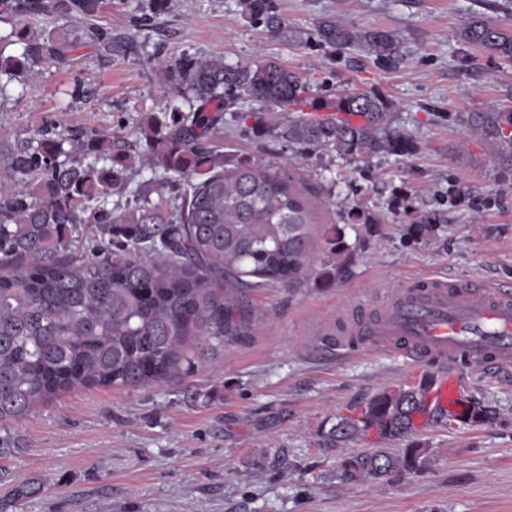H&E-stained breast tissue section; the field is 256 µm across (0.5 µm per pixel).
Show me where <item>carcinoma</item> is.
<instances>
[{
    "instance_id": "cac0c4a2",
    "label": "carcinoma",
    "mask_w": 512,
    "mask_h": 512,
    "mask_svg": "<svg viewBox=\"0 0 512 512\" xmlns=\"http://www.w3.org/2000/svg\"><path fill=\"white\" fill-rule=\"evenodd\" d=\"M275 0H241L245 17L273 36L301 40L303 34L276 10ZM98 0H0V14L14 19L22 56L0 54V72L26 76L36 66L71 60L81 39L112 53V38L98 32L65 40L31 31L54 13L88 15ZM317 42L330 48H360L378 59L400 56L392 32L358 29L323 19ZM464 40L512 60V31L474 18ZM168 76L173 99L161 115L141 120L140 134L153 166L169 176L141 186L133 202L108 207L125 188L132 158L112 149V135L77 131L74 155L59 159L56 134L45 130L38 145L21 146L0 166L23 188L0 191V423L25 415L63 392L87 386L138 388L178 374L190 364L189 345L206 336L218 342L245 333L252 311L249 288L297 286L308 274L313 249L309 202L291 184L286 167L224 153V113L246 102L252 130L313 150H333L355 161L381 154L407 155L414 144L385 128L392 108L382 95L343 89L334 96L312 92L298 73L259 58L235 66L223 58L157 61ZM262 112H289L269 123ZM512 112L480 118L489 135L504 134ZM157 199H152V195ZM390 210L410 221L417 241L438 236L440 217L418 212L405 190ZM351 224L379 223L369 210L352 206ZM98 224L108 246L85 256L79 228ZM324 281L345 265L342 228L324 230ZM425 391H385L357 417H342L328 432L333 443L373 431L380 447L345 457L343 476L383 478L416 472L423 449L409 444L395 455L381 447L414 429ZM474 425L496 411L468 399Z\"/></svg>"
}]
</instances>
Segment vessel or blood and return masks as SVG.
Segmentation results:
<instances>
[{
    "label": "vessel or blood",
    "instance_id": "vessel-or-blood-1",
    "mask_svg": "<svg viewBox=\"0 0 512 512\" xmlns=\"http://www.w3.org/2000/svg\"><path fill=\"white\" fill-rule=\"evenodd\" d=\"M311 340L345 353L399 354L431 366L439 379L426 393L438 409L464 417L458 363L512 366V288L466 279L381 280L337 309Z\"/></svg>",
    "mask_w": 512,
    "mask_h": 512
}]
</instances>
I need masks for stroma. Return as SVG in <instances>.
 Returning <instances> with one entry per match:
<instances>
[{
	"label": "stroma",
	"instance_id": "obj_1",
	"mask_svg": "<svg viewBox=\"0 0 512 512\" xmlns=\"http://www.w3.org/2000/svg\"><path fill=\"white\" fill-rule=\"evenodd\" d=\"M100 0L92 20L47 17L43 35L68 37L95 23L111 33L112 55L92 45L68 63L39 65L22 84L0 76V156L54 124L112 132L136 153L126 194L162 172L144 158L143 114L165 109L169 85L158 59L277 61L319 94L374 91L394 104L391 131L409 137L406 156L367 162L333 152L294 153L255 136L238 113L224 115V151L264 162L292 160L296 189L311 203L314 249L301 285L258 288L247 299V336L206 338L191 364L139 388L93 386L61 394L7 424L15 449L0 457V497L35 483L8 512H512V368L460 374V394L496 416L453 425L428 410L409 441L429 462L415 473L349 481L338 464L372 448L374 437L331 444L338 418L377 394L428 379L399 355L349 356L305 345L299 327L329 321L356 289L382 277H464L512 286V145L485 135L481 115L512 105V62L464 41L479 16L512 28V0H275L296 30L329 17L396 33L401 56L287 42L249 22L240 0ZM81 82L84 95L70 90ZM441 214L439 238H408L407 218L389 213L394 190ZM381 219L373 231L346 226L353 245L339 275L323 283L322 234L352 205Z\"/></svg>",
	"mask_w": 512,
	"mask_h": 512
}]
</instances>
